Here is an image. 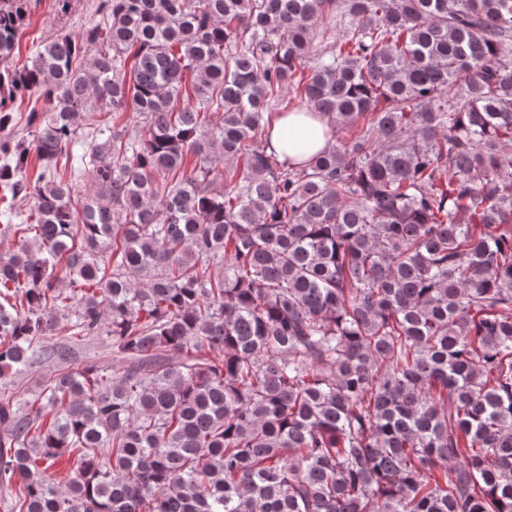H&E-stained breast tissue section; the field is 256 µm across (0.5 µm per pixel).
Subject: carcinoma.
<instances>
[{"instance_id": "cac0c4a2", "label": "carcinoma", "mask_w": 512, "mask_h": 512, "mask_svg": "<svg viewBox=\"0 0 512 512\" xmlns=\"http://www.w3.org/2000/svg\"><path fill=\"white\" fill-rule=\"evenodd\" d=\"M93 7L19 65L0 0V376L65 360L0 400L11 512H512V0ZM300 114H291L282 123V125L290 128H302L308 132V140L305 146L299 145L293 141L283 142L279 137L277 131H274L271 144L275 152L279 155L280 160L288 162V164L295 165L301 163L313 154L314 152L324 148L329 138L323 135L324 130H328L327 118L317 114V119L306 116L305 112ZM77 355L84 363H95L108 369H120L124 366L120 360L112 355L105 336L91 338L75 345ZM54 364H35L25 375L14 379L8 389L13 393L21 407L39 395L50 376H53Z\"/></svg>"}]
</instances>
